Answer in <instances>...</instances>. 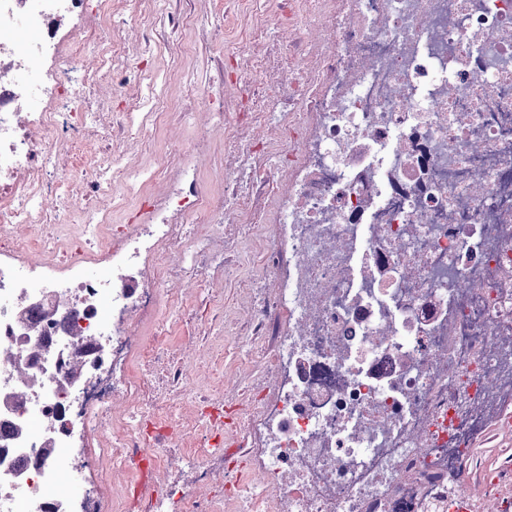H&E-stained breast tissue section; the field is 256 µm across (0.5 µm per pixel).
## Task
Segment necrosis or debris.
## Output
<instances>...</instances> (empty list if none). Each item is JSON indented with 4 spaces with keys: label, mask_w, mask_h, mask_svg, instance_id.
I'll list each match as a JSON object with an SVG mask.
<instances>
[{
    "label": "necrosis or debris",
    "mask_w": 512,
    "mask_h": 512,
    "mask_svg": "<svg viewBox=\"0 0 512 512\" xmlns=\"http://www.w3.org/2000/svg\"><path fill=\"white\" fill-rule=\"evenodd\" d=\"M14 2L0 54L43 64L30 100L75 109L0 111V512H71L69 458L95 431L84 468L130 479L116 512H451L465 491L468 512H512V0H301L296 19L274 0L287 48L224 44L220 197L178 154L153 170L125 154L129 112L93 166L60 147L94 116L49 19L87 0ZM118 179L165 185L143 202L153 223L54 217L50 198ZM276 189L236 327L264 370L247 400L185 403L190 373L139 327L164 336L166 292L233 274L243 217ZM160 248L175 261L148 265ZM492 441L505 452L481 464Z\"/></svg>",
    "instance_id": "4bbe7bcc"
}]
</instances>
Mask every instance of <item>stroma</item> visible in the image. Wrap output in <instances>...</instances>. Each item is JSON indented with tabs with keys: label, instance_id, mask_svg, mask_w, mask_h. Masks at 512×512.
Listing matches in <instances>:
<instances>
[{
	"label": "stroma",
	"instance_id": "35a3bbf8",
	"mask_svg": "<svg viewBox=\"0 0 512 512\" xmlns=\"http://www.w3.org/2000/svg\"><path fill=\"white\" fill-rule=\"evenodd\" d=\"M51 27L63 40L95 42L93 51L78 59L79 74L96 73L86 100L95 112L151 111L146 123L145 144H131L142 164L163 162L170 146H177L187 163L215 193H223L217 173L224 163L226 122L207 125L209 151L196 150L197 125L211 111L208 98L191 96L189 87H211L219 78L218 64L224 57V0H109L96 15L86 12L56 16ZM153 36L151 49H143L142 33ZM141 66L140 79L124 82L127 61ZM123 91H116L117 82ZM267 226L248 224L239 242V275L225 280L215 297L204 299L189 291L187 307L196 317L206 319L223 312V324L209 335L195 339V348L183 363L191 371L193 388L210 386L221 378L223 386L238 392L249 387L262 371V344L231 333L232 322L242 319L251 300L247 282L262 275L255 255L264 241Z\"/></svg>",
	"mask_w": 512,
	"mask_h": 512
}]
</instances>
